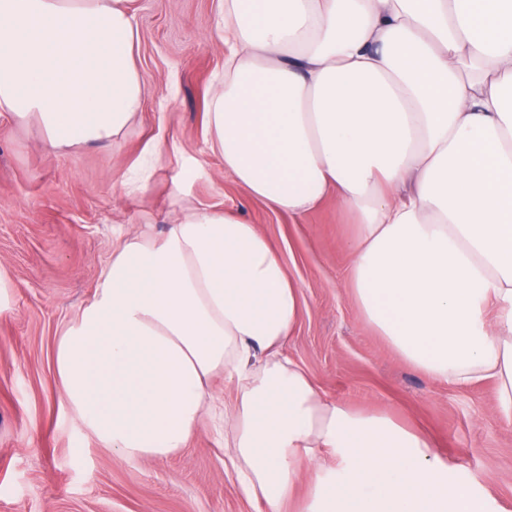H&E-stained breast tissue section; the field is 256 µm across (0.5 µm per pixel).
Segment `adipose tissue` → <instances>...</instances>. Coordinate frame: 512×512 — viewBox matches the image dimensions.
<instances>
[{
    "mask_svg": "<svg viewBox=\"0 0 512 512\" xmlns=\"http://www.w3.org/2000/svg\"><path fill=\"white\" fill-rule=\"evenodd\" d=\"M224 80L208 143L251 196L355 213L350 286L409 365L489 382L512 425V0H221ZM124 0H0V112L55 151L140 112ZM298 289L259 227L185 205L133 231L54 348L62 400L129 459L224 434L264 512H488L420 430L327 399L286 354ZM223 376L232 401L209 382Z\"/></svg>",
    "mask_w": 512,
    "mask_h": 512,
    "instance_id": "ef3b65f1",
    "label": "adipose tissue"
}]
</instances>
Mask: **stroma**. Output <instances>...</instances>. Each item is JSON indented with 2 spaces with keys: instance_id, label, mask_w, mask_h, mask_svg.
<instances>
[{
  "instance_id": "stroma-1",
  "label": "stroma",
  "mask_w": 512,
  "mask_h": 512,
  "mask_svg": "<svg viewBox=\"0 0 512 512\" xmlns=\"http://www.w3.org/2000/svg\"><path fill=\"white\" fill-rule=\"evenodd\" d=\"M139 29L142 109L111 145L50 151L36 124L0 115V512H262L242 497L209 424L169 459L102 447L58 393L53 350L92 298L112 244L134 228L162 238L183 201L258 225L299 291L288 355L321 393L363 414L424 429L475 487L512 512V426L491 385L426 378L365 320L349 284L353 212L328 196L299 217L252 198L206 143V112L224 73L218 0H128ZM163 151L141 188L119 182L146 147Z\"/></svg>"
}]
</instances>
